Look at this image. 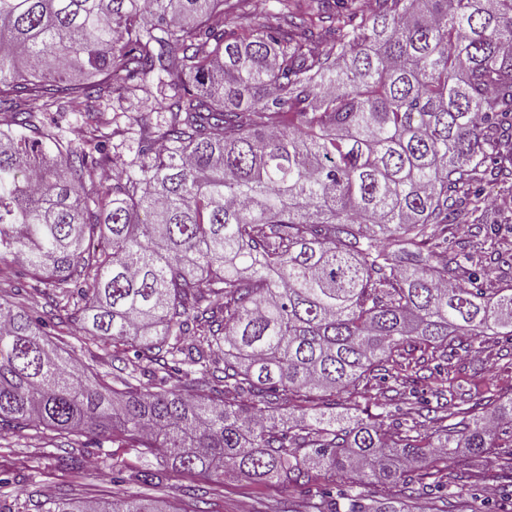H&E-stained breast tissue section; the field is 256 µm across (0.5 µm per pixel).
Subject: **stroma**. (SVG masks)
<instances>
[{"instance_id": "1", "label": "stroma", "mask_w": 512, "mask_h": 512, "mask_svg": "<svg viewBox=\"0 0 512 512\" xmlns=\"http://www.w3.org/2000/svg\"><path fill=\"white\" fill-rule=\"evenodd\" d=\"M149 94H137L115 102L117 111L126 112L145 122H156L162 102L172 96L171 89L150 82ZM51 343L63 349H75L83 363L95 374L112 373V353L88 336H78L67 322H57L47 330ZM458 366V381L464 393L482 402L512 399V345L504 339H492L480 349L471 350ZM85 460L98 469L97 475L73 476L61 466V458L70 453L66 438L52 433H0V512H39L41 504L58 498L100 499L116 496L156 497L171 501L184 512L195 490L209 491L211 512H307L318 490L336 486L337 480L316 476L311 484L288 488L275 483L257 485L233 473L223 477L170 474L157 486L129 481L133 472L144 469L139 449L128 447L122 439L80 437ZM504 460L490 454L482 458L457 457L448 467L439 469L436 480L444 484L457 500H470L473 490L465 479L466 472L480 468L497 471Z\"/></svg>"}]
</instances>
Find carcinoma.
Returning a JSON list of instances; mask_svg holds the SVG:
<instances>
[{
    "mask_svg": "<svg viewBox=\"0 0 512 512\" xmlns=\"http://www.w3.org/2000/svg\"><path fill=\"white\" fill-rule=\"evenodd\" d=\"M274 0L273 28L230 26L253 0H0V279L11 262L50 307L146 363L147 381L91 380L46 338L47 319L0 301V432H117L169 472L348 489L313 512H475L429 473L460 450L503 451L493 410L434 392L431 428L392 411L326 416L375 380L414 394L455 337L512 340V287L448 227L467 215L495 248L482 182L512 174V0ZM174 90L159 124L102 101ZM23 100L80 114L81 143ZM132 155L121 152L128 139ZM112 141V155L103 142ZM112 165V186L85 182ZM431 351V358L413 356ZM301 413L274 419L290 401ZM391 422H386V419ZM384 481L396 497L368 501ZM43 512H164L135 497L55 499Z\"/></svg>",
    "mask_w": 512,
    "mask_h": 512,
    "instance_id": "obj_1",
    "label": "carcinoma"
}]
</instances>
